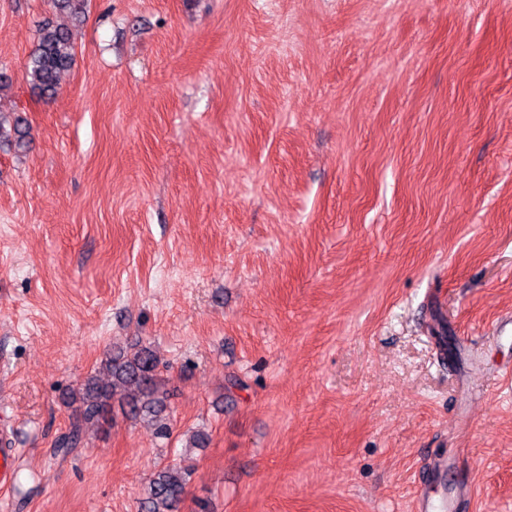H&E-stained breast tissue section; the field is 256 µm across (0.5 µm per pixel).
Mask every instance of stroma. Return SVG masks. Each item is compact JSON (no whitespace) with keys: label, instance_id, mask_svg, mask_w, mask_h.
Listing matches in <instances>:
<instances>
[{"label":"stroma","instance_id":"35a3bbf8","mask_svg":"<svg viewBox=\"0 0 512 512\" xmlns=\"http://www.w3.org/2000/svg\"><path fill=\"white\" fill-rule=\"evenodd\" d=\"M1 68L0 512H136L185 453L180 512H411L442 451L512 512V0H0ZM137 341L170 439L116 407L56 454ZM75 62V48L68 29L45 20L37 25L35 48L25 74L32 91L44 100L56 97L60 75ZM0 436V487L7 486L11 483L14 475V469L17 461V449L10 448L11 442L6 431L1 428Z\"/></svg>","mask_w":512,"mask_h":512}]
</instances>
